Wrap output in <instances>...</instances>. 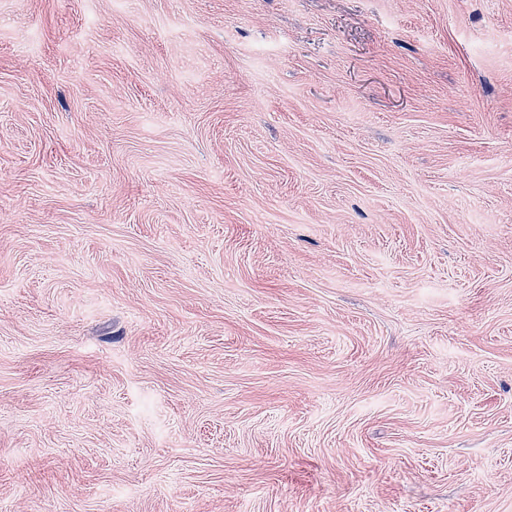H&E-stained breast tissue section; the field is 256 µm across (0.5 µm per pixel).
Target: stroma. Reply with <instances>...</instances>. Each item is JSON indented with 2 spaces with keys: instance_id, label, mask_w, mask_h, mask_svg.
I'll return each mask as SVG.
<instances>
[{
  "instance_id": "1",
  "label": "stroma",
  "mask_w": 512,
  "mask_h": 512,
  "mask_svg": "<svg viewBox=\"0 0 512 512\" xmlns=\"http://www.w3.org/2000/svg\"><path fill=\"white\" fill-rule=\"evenodd\" d=\"M0 512H512V0H0Z\"/></svg>"
}]
</instances>
